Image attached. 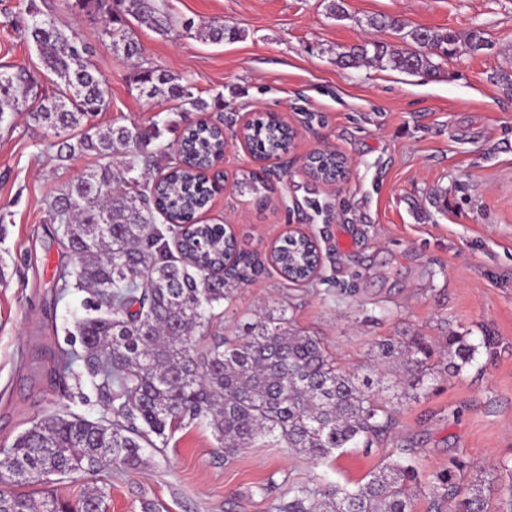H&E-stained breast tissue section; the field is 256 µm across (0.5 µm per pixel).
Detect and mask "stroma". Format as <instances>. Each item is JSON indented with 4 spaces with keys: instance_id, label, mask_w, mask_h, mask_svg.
Instances as JSON below:
<instances>
[{
    "instance_id": "35a3bbf8",
    "label": "stroma",
    "mask_w": 512,
    "mask_h": 512,
    "mask_svg": "<svg viewBox=\"0 0 512 512\" xmlns=\"http://www.w3.org/2000/svg\"><path fill=\"white\" fill-rule=\"evenodd\" d=\"M68 2L45 0L58 24L90 45V64L110 84L112 101L96 124L161 130L152 177L173 162L186 123L224 122L223 188L201 218L231 229L265 268L221 303L213 334L238 336L257 315L284 311L342 369L361 372L378 342L398 336L439 345L453 333L495 336L500 348L478 354L460 375L426 378L411 395L381 388L392 428L332 464L275 446L228 460L211 428L193 423L146 449L141 471L114 468L52 481V489L73 499L87 485L106 487L107 512H141L144 500L160 512H272L290 485L317 473L357 483L403 443L415 449L422 480L463 458L482 479L488 512H512V86L503 80L512 76V0H344L341 20L330 16V0H155L172 25L163 35L132 23L142 49L136 63L113 53L101 16L75 13ZM382 16L462 36L477 29L488 46L474 53L459 45L428 75L371 61L339 65L350 46L399 44L393 30L373 26ZM188 21L220 22L237 35L215 43L185 32ZM1 66L39 71L30 43L0 25ZM140 67L188 79L208 111L141 94ZM264 110L282 112L297 136L289 154L270 162L257 196L237 185L257 164L236 134ZM51 140L27 113L0 116V449L44 415L104 413L89 379L57 365L60 351L81 347L75 321L86 314V294L60 290L58 273L71 258L49 221L62 185L100 160L78 153L58 165ZM324 147L348 160L332 188L303 168L306 155ZM292 228L313 235L322 253L306 284L287 282L267 263Z\"/></svg>"
}]
</instances>
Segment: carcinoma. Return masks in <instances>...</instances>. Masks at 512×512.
<instances>
[{
    "label": "carcinoma",
    "mask_w": 512,
    "mask_h": 512,
    "mask_svg": "<svg viewBox=\"0 0 512 512\" xmlns=\"http://www.w3.org/2000/svg\"><path fill=\"white\" fill-rule=\"evenodd\" d=\"M106 17L103 33L126 59L141 55L127 17L166 33L169 16L152 0H75ZM23 30L55 90H36L37 79L21 69L0 70V115L26 110L34 123L54 132L51 143L60 162L77 153L127 159L105 164L68 182L50 205L54 224L63 227L74 267L59 275L61 290L78 288L90 295L92 314L78 322L82 351L65 353L62 372L87 376L100 398L113 406L118 421L89 420L56 413L35 420L11 448L0 453V512H96L105 489H85L74 500L57 496L45 476L78 478L110 468L138 471L147 464L145 447L152 437L184 421L204 422L224 444V458L267 438L316 463L334 459L344 448L368 449L393 425V412L378 398L370 377L344 371L320 340L293 326L286 313L245 325L243 335L217 336L203 350L196 337L210 329L216 306L229 299L238 282L250 279L261 264L240 253L233 234L204 224L199 214L216 192L207 179L224 150V128L199 120L185 125L182 161L169 167L152 186L130 173L154 166L149 145L161 136L157 125L142 128L92 123L110 104L108 81L87 60L90 47L69 35L55 17L30 0ZM408 43L399 48L366 42L338 56L353 66L371 59L394 70L417 74L436 69L427 48L450 56L459 35L451 30L415 26L399 19L379 20ZM179 75L140 69L137 89L150 97H177L189 111L208 104L193 96ZM255 156L285 153L286 125L270 115L242 129ZM158 212L164 224L152 221ZM176 231V250L167 234ZM272 260L290 283L312 279L315 245L296 237L275 246ZM494 336L475 344L459 333L439 348L422 336L394 338L380 345L375 368L378 382L387 376L409 378L416 389L434 373L459 375L479 349L492 355ZM469 465L451 458L421 485L414 449L404 445L350 488L336 483H301L288 488V500L273 512H413V496L428 498V512H445L458 499L456 512H487L481 481L459 498ZM40 486L37 493L17 488Z\"/></svg>",
    "instance_id": "1"
}]
</instances>
